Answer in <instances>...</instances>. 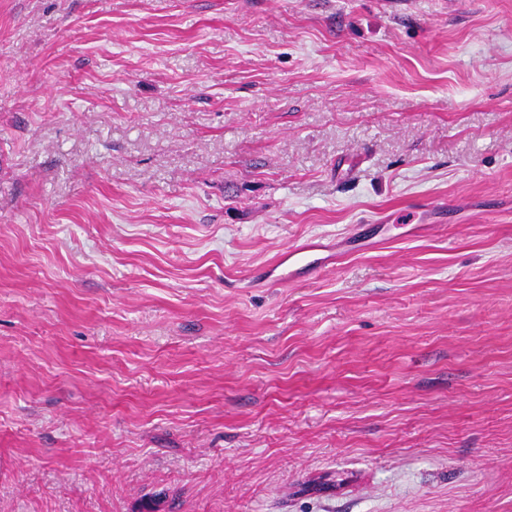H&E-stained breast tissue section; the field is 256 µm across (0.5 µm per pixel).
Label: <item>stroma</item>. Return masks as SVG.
Returning a JSON list of instances; mask_svg holds the SVG:
<instances>
[{"mask_svg":"<svg viewBox=\"0 0 512 512\" xmlns=\"http://www.w3.org/2000/svg\"><path fill=\"white\" fill-rule=\"evenodd\" d=\"M150 499L512 512V0H0V512Z\"/></svg>","mask_w":512,"mask_h":512,"instance_id":"1","label":"stroma"}]
</instances>
